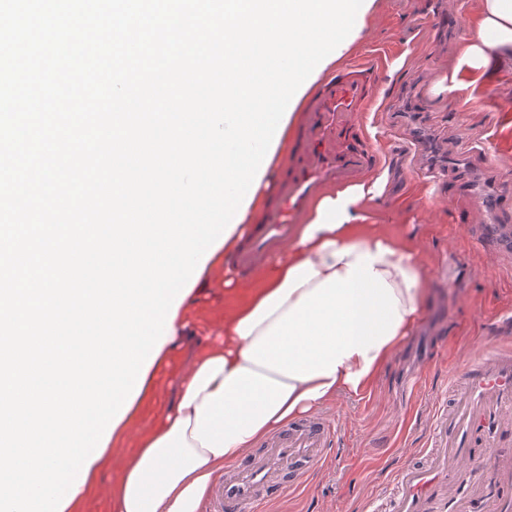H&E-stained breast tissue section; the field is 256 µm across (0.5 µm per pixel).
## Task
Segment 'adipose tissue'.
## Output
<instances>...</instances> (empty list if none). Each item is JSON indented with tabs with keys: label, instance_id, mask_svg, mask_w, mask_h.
<instances>
[{
	"label": "adipose tissue",
	"instance_id": "adipose-tissue-1",
	"mask_svg": "<svg viewBox=\"0 0 512 512\" xmlns=\"http://www.w3.org/2000/svg\"><path fill=\"white\" fill-rule=\"evenodd\" d=\"M477 34L439 95L476 85L491 57L512 59V0H482ZM364 186L319 200L296 241L239 299L220 255L205 264L235 301L224 339L185 370L177 400L120 477L112 512H200L225 467L339 395L364 392L418 323L423 269L408 246L363 225Z\"/></svg>",
	"mask_w": 512,
	"mask_h": 512
}]
</instances>
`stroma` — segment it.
<instances>
[{"mask_svg": "<svg viewBox=\"0 0 512 512\" xmlns=\"http://www.w3.org/2000/svg\"><path fill=\"white\" fill-rule=\"evenodd\" d=\"M368 0L341 62L379 61L375 88L384 108L367 123L382 150L373 180L380 195L365 204L367 223L410 246L424 271L427 303L419 324L376 381L356 396L322 407L335 433L322 466L299 490L282 494L293 477L283 470L266 488L273 512H372L384 505L398 469L421 460L434 414L448 407V381L488 350L512 344L497 322L512 320V253L482 246L467 231L470 200L459 184L512 198V60L490 68L478 92L432 96L473 34L482 0ZM421 141L424 153L405 160L394 147ZM190 332L153 364L129 415L134 425L110 444L109 468L98 470L67 512H109L122 468L143 433L162 422L184 367L224 323V287L192 292L182 309Z\"/></svg>", "mask_w": 512, "mask_h": 512, "instance_id": "35a3bbf8", "label": "stroma"}]
</instances>
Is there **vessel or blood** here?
I'll return each mask as SVG.
<instances>
[{
	"label": "vessel or blood",
	"instance_id": "1",
	"mask_svg": "<svg viewBox=\"0 0 512 512\" xmlns=\"http://www.w3.org/2000/svg\"><path fill=\"white\" fill-rule=\"evenodd\" d=\"M373 65L347 64L326 77L298 111L280 175L268 185L269 206L250 225L225 265L246 279L270 262L298 234L314 205L330 187L364 183L379 157L359 119L374 106ZM475 215L468 227L474 238L497 249L512 247V237L495 219L503 210L473 190ZM452 403L431 426V446L423 464L399 469L385 512H512V350L497 348L459 369ZM333 430L324 419L279 431L262 457L251 458L226 474L210 495V512H260L262 493L283 468L314 469ZM492 463V483L481 480Z\"/></svg>",
	"mask_w": 512,
	"mask_h": 512
}]
</instances>
